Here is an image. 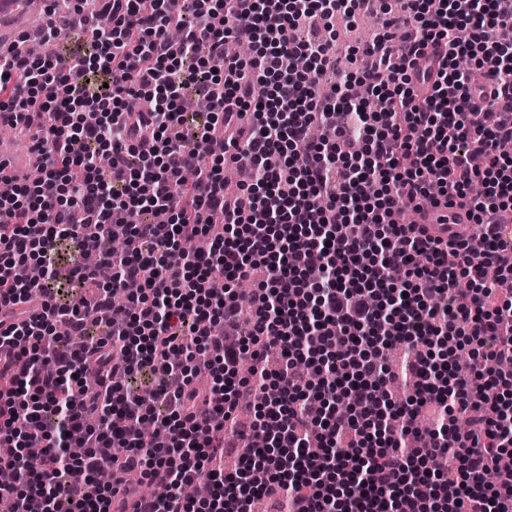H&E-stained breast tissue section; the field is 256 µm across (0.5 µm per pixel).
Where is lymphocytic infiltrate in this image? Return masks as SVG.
Returning a JSON list of instances; mask_svg holds the SVG:
<instances>
[{
	"label": "lymphocytic infiltrate",
	"mask_w": 512,
	"mask_h": 512,
	"mask_svg": "<svg viewBox=\"0 0 512 512\" xmlns=\"http://www.w3.org/2000/svg\"><path fill=\"white\" fill-rule=\"evenodd\" d=\"M365 2L52 0L31 34L45 53L0 50V122L32 133L40 173L0 198V304L34 306L0 327V466L15 475L0 512H112L104 468L158 480L139 512H197L182 488L201 479L215 512L257 497L276 512H512V395L485 368L512 362V298L496 290L512 280V41L495 35L512 0H403L361 77L323 95L332 20ZM62 31L88 53L55 48ZM231 40L254 57L229 55ZM430 43L440 61L417 66ZM462 57L490 67L494 91ZM190 82L210 104L196 118L180 108ZM355 83L390 111L353 98ZM315 125L333 140L314 143ZM221 158L249 174L242 195ZM437 195L469 204L483 265L469 243L392 222ZM89 238L95 267L76 257L62 272L59 246ZM130 281L131 313L115 320L112 293ZM452 338L471 349L468 376ZM91 360L110 387L85 381ZM146 369L147 396L129 384ZM400 381L409 397L389 398ZM264 390L241 423V397ZM236 441L234 471L212 467Z\"/></svg>",
	"instance_id": "1"
}]
</instances>
